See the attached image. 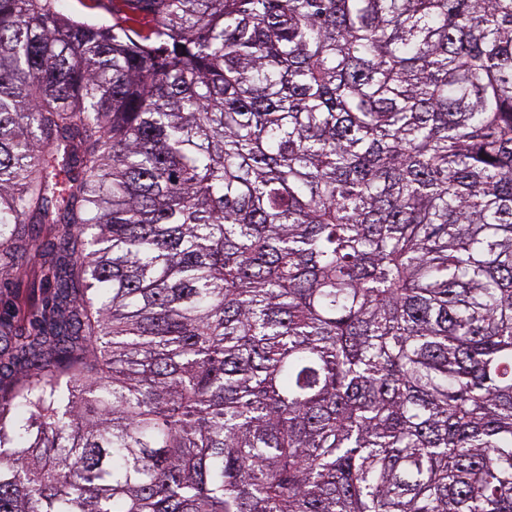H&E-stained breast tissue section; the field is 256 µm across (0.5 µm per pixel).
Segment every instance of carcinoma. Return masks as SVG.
I'll use <instances>...</instances> for the list:
<instances>
[{"label": "carcinoma", "instance_id": "carcinoma-1", "mask_svg": "<svg viewBox=\"0 0 512 512\" xmlns=\"http://www.w3.org/2000/svg\"><path fill=\"white\" fill-rule=\"evenodd\" d=\"M0 0V512H512V0ZM63 6L58 10L69 16H76L92 23H112V17H121L132 13L117 7V2L122 0H59ZM113 1V15H112ZM124 3V2H123ZM125 4V3H124ZM126 5V4H125ZM125 13V14H124ZM32 240L26 253L6 280L0 284V315L11 325L13 333L24 335L29 313L44 302L48 292L45 276L52 254L45 244L54 239L49 224H34Z\"/></svg>", "mask_w": 512, "mask_h": 512}]
</instances>
